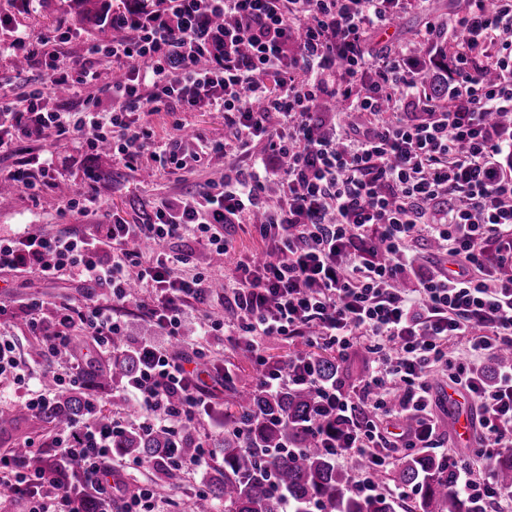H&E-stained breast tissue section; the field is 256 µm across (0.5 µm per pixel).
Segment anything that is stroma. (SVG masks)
<instances>
[{"label": "stroma", "mask_w": 512, "mask_h": 512, "mask_svg": "<svg viewBox=\"0 0 512 512\" xmlns=\"http://www.w3.org/2000/svg\"><path fill=\"white\" fill-rule=\"evenodd\" d=\"M468 0H427L423 10L405 13L393 26L391 33L377 32L369 36V44L377 50H406L409 56H420L424 47L421 38L428 21L453 14L466 12ZM185 124L183 134L185 150H193L194 137L200 136L208 140H220L227 136L228 129L224 123V115L220 112L201 107L191 112L182 113ZM27 146L36 151H43L53 156L55 175L68 180L72 185H82L85 180L86 168L108 171L112 180L102 189L112 207L122 211L128 219H135L139 211L150 201L161 198L177 197L188 193L214 176L218 167L217 158L208 162L195 163L187 169L174 174L156 172L150 185H142L139 170L132 171L115 164L111 156L96 155L86 150L57 148L54 138L49 133H34L27 141ZM60 201L54 189L41 193L39 200H31L24 191H17L8 207H0V237L10 238L21 232H40L54 235L61 231L81 232L82 223L65 222L59 217ZM86 287L78 279L65 276L62 279L48 281L31 272H0V301L11 305L15 310L25 309L32 300L40 299L49 303L81 298ZM0 334L13 338L19 349L17 356L28 368L37 369L51 366L54 372L65 373L67 365L58 360L47 364L41 356L39 337L33 336L26 322L14 320L11 325L0 327ZM202 345L208 350L212 360L218 363L231 364L233 380L223 389L217 390L215 402L219 413L213 416L209 427L212 441H219L222 436L224 418L222 409L231 407L236 391L256 386V369L249 354L244 353L224 340L214 336L203 340ZM209 468H201L183 473L178 484L164 481L156 472L143 473V481L152 483L158 492L165 497L178 499L181 512H192L193 497L191 490L208 482Z\"/></svg>", "instance_id": "1"}]
</instances>
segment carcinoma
I'll use <instances>...</instances> for the list:
<instances>
[{
    "label": "carcinoma",
    "instance_id": "1",
    "mask_svg": "<svg viewBox=\"0 0 512 512\" xmlns=\"http://www.w3.org/2000/svg\"><path fill=\"white\" fill-rule=\"evenodd\" d=\"M145 0H72L61 14L69 30L84 34L89 41L106 31L120 38L112 28V12L133 11ZM453 55L444 47L421 60L423 88L437 99L448 93V68ZM318 376H336V358L314 356ZM137 368V358L128 354L108 368L92 369L88 384L96 390L119 385ZM88 393L80 388L57 396L41 412L42 421L60 428L87 412ZM235 411L224 412V436L220 448L224 467L215 470L208 490L195 499L193 512H215L224 502V512H485L484 505L454 490L456 471L445 459L430 451L409 450L399 456L393 471L396 486L418 491L413 504L393 497H366L352 488V473L368 466L366 455L351 458V471L336 464L334 455L316 447L308 428L314 397L302 388L267 394L260 389L235 393ZM121 456L160 459L176 449L183 458L197 452L193 435L180 438L159 429L130 431L112 440ZM498 480L512 484V448L496 454Z\"/></svg>",
    "mask_w": 512,
    "mask_h": 512
}]
</instances>
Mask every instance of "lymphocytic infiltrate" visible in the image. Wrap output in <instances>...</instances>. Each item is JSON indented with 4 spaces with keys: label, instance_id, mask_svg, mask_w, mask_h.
I'll list each match as a JSON object with an SVG mask.
<instances>
[{
    "label": "lymphocytic infiltrate",
    "instance_id": "obj_1",
    "mask_svg": "<svg viewBox=\"0 0 512 512\" xmlns=\"http://www.w3.org/2000/svg\"><path fill=\"white\" fill-rule=\"evenodd\" d=\"M424 0H152L130 15H113L124 37L65 52L73 35L63 26L36 38L18 32L16 0L0 14V58L26 56L31 67L0 72V155H20L12 179L33 198L53 184L52 161L22 151L28 126L50 131L56 142L96 149L108 144L114 162L137 169L151 158L170 173L212 154L229 156L220 181L175 199L154 201L141 220L129 221L102 201L98 182L78 187L60 214L85 219V232L30 233L0 239V270H31L42 278L63 274L89 284L91 293L55 306L51 317L31 305L29 329L51 356L71 354L83 336L108 358L140 357L138 372L118 387L141 415L138 430L174 433L206 426L210 385L196 365L208 355L181 334L199 310L201 336H225L251 352L262 391L304 386L314 394L310 428L318 447L340 458L369 454L373 466L354 488L382 491L381 474L402 450L447 448L433 409L435 374L467 393L480 409L483 445L456 464L455 488L483 504L512 503V487L495 479L492 459L512 447V367L487 380L482 362L512 351V0H469L467 11L429 21L424 39L442 34L457 48L447 102L407 106L420 93L421 74L402 50L368 48L369 34L389 29ZM233 17L222 45L208 19ZM210 54V66L200 63ZM106 59L108 68L95 67ZM124 71L112 79V67ZM70 89L75 107L54 106L51 94ZM343 97L348 121L333 135L317 134L322 95ZM205 103L223 113L229 136L182 150L180 113ZM172 114L167 137L149 118ZM265 141L267 155L253 151ZM284 159L272 166L270 157ZM278 180L270 198L266 184ZM253 225L265 259L239 257L214 288L205 272L181 273L189 254L168 249L191 240L226 254L227 229ZM437 245L432 269L417 287L403 281L418 265L419 240ZM107 293L106 300L95 290ZM151 295L149 315L175 349L131 340L113 310L134 291ZM220 305L231 323L214 318ZM300 337L346 357L360 347L374 359L359 384L320 379L311 356L284 362L263 353V338ZM463 337L460 351L448 342ZM400 422L401 430L389 427ZM119 420L99 426L81 418L41 442L46 467L30 470L15 454L0 455V486L26 512H86V502L63 478L97 495L98 512H177L150 484L115 478L112 440L127 432Z\"/></svg>",
    "mask_w": 512,
    "mask_h": 512
}]
</instances>
